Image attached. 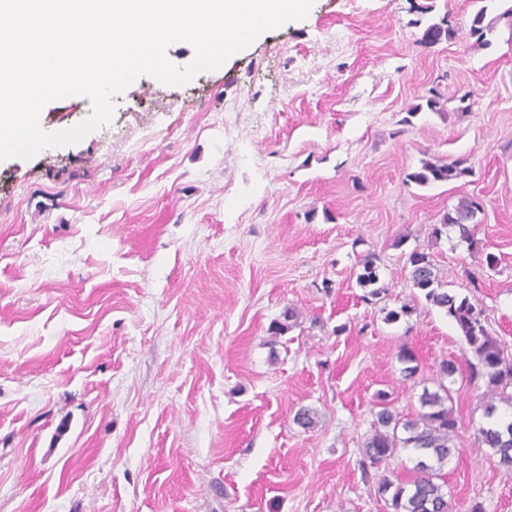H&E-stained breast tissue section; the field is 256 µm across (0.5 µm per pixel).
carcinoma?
I'll use <instances>...</instances> for the list:
<instances>
[{
  "mask_svg": "<svg viewBox=\"0 0 512 512\" xmlns=\"http://www.w3.org/2000/svg\"><path fill=\"white\" fill-rule=\"evenodd\" d=\"M502 19H512V6L494 17L488 16V6H480L469 24V36L474 39V44L490 46L497 22ZM454 36L455 30L445 15L425 25L420 42L433 46ZM423 110L442 114L446 112V100L439 92L431 91L425 102L408 109V117L403 122H409L410 117ZM472 174L473 170L465 159L451 162L429 159L421 161L418 169L406 174V180L425 187L456 182ZM482 210L483 205L476 197L460 198L452 209L442 214L432 229V236L438 240L451 229L457 234V244H465L469 250L478 249L475 218ZM376 260L375 255L369 254L362 261L363 272L358 277V284L366 289L362 296L365 301L380 300L388 293V287L380 281ZM407 264L413 287L420 290L426 304L454 321L470 356L465 358L463 368L452 360L439 364L437 388H423L419 397L421 411L414 416L405 417L393 412L386 397H380L376 420L360 443L359 465L364 479H375L376 493L384 499L387 512H452L443 469L448 459L460 452L455 444L458 421L453 410L454 385L461 379L484 388L487 423L476 430L478 443L489 448V456L500 466L512 471V421L504 423L497 418L499 404L512 408V351L489 331L482 307L470 297L445 287L430 254L414 249L408 255ZM417 309L418 302H404L388 310L384 320L393 324L412 316ZM297 319L298 313L293 308H285L281 317L270 324L271 333L284 334L296 324ZM398 360L403 364L404 379L415 378L418 366L414 353L403 347L398 353ZM402 450L412 452L417 458L415 476L407 484L396 483L377 473L383 464Z\"/></svg>",
  "mask_w": 512,
  "mask_h": 512,
  "instance_id": "cac0c4a2",
  "label": "carcinoma"
}]
</instances>
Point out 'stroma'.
<instances>
[{"label": "stroma", "instance_id": "35a3bbf8", "mask_svg": "<svg viewBox=\"0 0 512 512\" xmlns=\"http://www.w3.org/2000/svg\"><path fill=\"white\" fill-rule=\"evenodd\" d=\"M505 7L491 0L480 48L475 0H315L185 85L139 77L81 142L0 161V512H387L358 465L377 396L415 414L439 363L467 352L437 309L384 322L417 293L408 253H430L512 347ZM443 16L454 39L420 44ZM433 87L446 113L403 124ZM90 112L70 96L39 123ZM459 157L472 176L405 180ZM464 195L484 204L475 252L430 237ZM370 253L389 287L372 303ZM289 306L296 324L270 334ZM453 409V512H512V471L475 440L480 388L459 385ZM488 5L480 6L471 16L469 24V36L474 39L475 45L487 47L492 43V37L496 31L499 16H488ZM375 254H368L362 261L363 272L358 277L361 288L369 289L362 295L365 301L381 300L388 293V287L381 283Z\"/></svg>", "mask_w": 512, "mask_h": 512}]
</instances>
